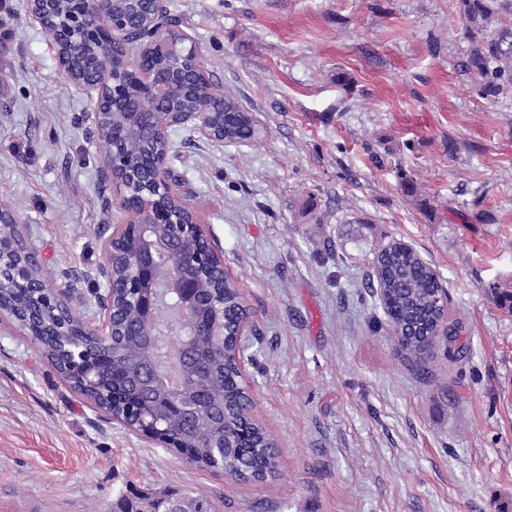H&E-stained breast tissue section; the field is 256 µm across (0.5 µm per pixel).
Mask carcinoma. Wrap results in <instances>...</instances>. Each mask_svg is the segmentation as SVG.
Instances as JSON below:
<instances>
[{
	"mask_svg": "<svg viewBox=\"0 0 512 512\" xmlns=\"http://www.w3.org/2000/svg\"><path fill=\"white\" fill-rule=\"evenodd\" d=\"M465 23L468 54L462 63L464 72L475 76L479 96L498 101L512 99V0H456ZM148 9L145 0H112V13L134 17ZM211 105L215 112H235V122L224 125V140L232 143L252 139L257 129L244 115V107L214 83L202 86L181 78L173 81L169 98L160 105H149L158 119L173 123L179 112H192ZM160 145L143 136L120 147L146 155L156 152ZM402 193L425 207L419 199L413 177L398 169ZM373 270L378 287L384 289L391 310L395 312L394 328L413 324L418 334L406 337L402 349L410 354L421 353L426 344L422 332L428 330L435 318L441 316L437 305L439 277L432 267L415 251L393 248L377 254ZM186 271L205 278L209 288L205 299L218 301L207 306L203 314L216 322H224V342H205L199 347L195 360L187 366L176 387L161 382L149 393L142 392L137 374L160 359L162 349L137 335L135 314L129 303L121 301L124 317L117 335L105 344L94 336H35L43 353L57 362L58 372L84 398L97 402L103 410L125 415L130 403L151 395L152 403L134 414V418L152 421L166 429L183 445L187 460L199 468H223L229 475L243 481L267 479L277 468V450L269 447L270 437L260 425L253 426L252 447L231 455L214 447L224 428L238 424L245 417L248 400L246 388L236 381L237 368L229 351L233 341V321L244 312L242 293L235 282L224 280L218 287L216 276L188 267ZM208 392L206 409L191 423L180 419L169 401L176 395L192 400L199 390ZM184 505L183 512H212L211 502L200 495L165 492L163 494L135 493L123 497L112 506V512H170L175 504Z\"/></svg>",
	"mask_w": 512,
	"mask_h": 512,
	"instance_id": "carcinoma-1",
	"label": "carcinoma"
}]
</instances>
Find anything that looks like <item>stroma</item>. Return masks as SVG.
<instances>
[{
  "label": "stroma",
  "mask_w": 512,
  "mask_h": 512,
  "mask_svg": "<svg viewBox=\"0 0 512 512\" xmlns=\"http://www.w3.org/2000/svg\"><path fill=\"white\" fill-rule=\"evenodd\" d=\"M213 82L260 137L183 129L173 166L253 326L245 383L276 474L201 470L76 393L0 321V512H112L128 490L189 489L214 512H498L512 501V101L474 91L456 0H168ZM89 90L28 0H0V204L51 287L98 322L120 189L101 172ZM410 172L430 204L399 189ZM437 271L456 349L405 355L376 255Z\"/></svg>",
  "instance_id": "obj_1"
}]
</instances>
